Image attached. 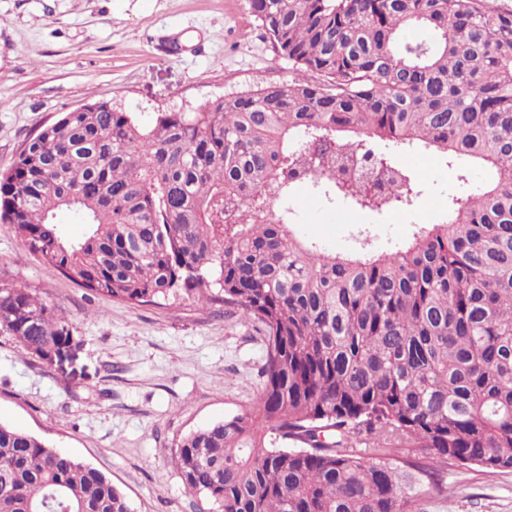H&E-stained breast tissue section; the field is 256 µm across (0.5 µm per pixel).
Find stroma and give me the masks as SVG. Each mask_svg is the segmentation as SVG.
Segmentation results:
<instances>
[{
  "label": "stroma",
  "mask_w": 512,
  "mask_h": 512,
  "mask_svg": "<svg viewBox=\"0 0 512 512\" xmlns=\"http://www.w3.org/2000/svg\"><path fill=\"white\" fill-rule=\"evenodd\" d=\"M293 75L248 0H0V172L43 126L84 104L108 101L147 122ZM400 160L420 180L418 209L436 219L449 196L489 176L474 169L463 186L431 153ZM291 207L299 235L339 253L355 249L361 229L378 251L415 229V211L352 226L347 207L307 184ZM0 285L27 288L81 341L74 368L61 373L0 330V422L110 477L133 512H200L174 451L183 436L252 405L265 354L254 325L220 303L138 305L85 290L1 230ZM440 482L419 512H512V471L448 466Z\"/></svg>",
  "instance_id": "35a3bbf8"
}]
</instances>
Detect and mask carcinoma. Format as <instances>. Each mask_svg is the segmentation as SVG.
Wrapping results in <instances>:
<instances>
[{"label": "carcinoma", "mask_w": 512, "mask_h": 512, "mask_svg": "<svg viewBox=\"0 0 512 512\" xmlns=\"http://www.w3.org/2000/svg\"><path fill=\"white\" fill-rule=\"evenodd\" d=\"M295 76L195 112L91 103L0 172V228L66 278L140 304L235 305L263 335L252 406L182 437L208 512H416L438 468L512 471V10L488 0H249ZM409 27L433 40L401 41ZM430 151L467 183L389 251L293 230L301 166L328 201L411 211L395 160ZM374 156L386 185L341 181ZM87 226L66 238L55 219ZM0 327L46 359L72 323L0 287ZM0 512H132L103 473L0 422Z\"/></svg>", "instance_id": "1"}]
</instances>
